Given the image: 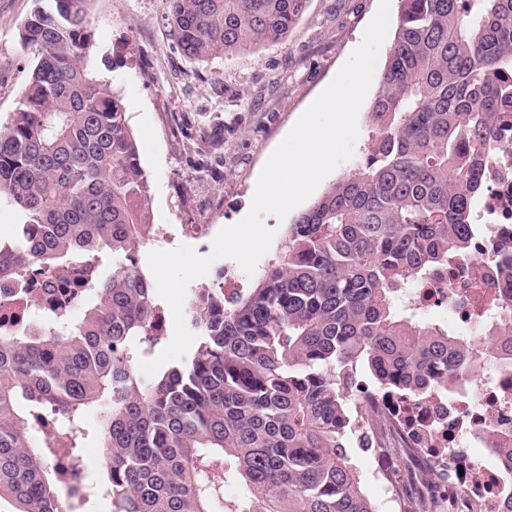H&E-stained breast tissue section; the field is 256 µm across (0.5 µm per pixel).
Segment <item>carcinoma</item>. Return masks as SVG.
Segmentation results:
<instances>
[{"instance_id": "obj_1", "label": "carcinoma", "mask_w": 512, "mask_h": 512, "mask_svg": "<svg viewBox=\"0 0 512 512\" xmlns=\"http://www.w3.org/2000/svg\"><path fill=\"white\" fill-rule=\"evenodd\" d=\"M308 0H168L170 39L191 62L251 52L288 34ZM372 102L365 160L287 225L245 293L192 292L196 343L149 380L136 362L164 344V307L138 266L154 224L150 187L121 95L88 69L87 0H36L21 42L35 56L0 122V279L86 294L61 317L0 334V502L13 512H376L347 451L367 374L385 395L455 394L485 366H512V297L468 335L401 303L473 255L482 150L494 147L498 74L512 69V0H399ZM512 290V255L500 259ZM82 315L73 318L74 310ZM59 412L69 474L38 413ZM98 413L91 426L88 413ZM387 433L381 452L407 454ZM100 442L87 472L83 442ZM235 479L248 495L224 496Z\"/></svg>"}]
</instances>
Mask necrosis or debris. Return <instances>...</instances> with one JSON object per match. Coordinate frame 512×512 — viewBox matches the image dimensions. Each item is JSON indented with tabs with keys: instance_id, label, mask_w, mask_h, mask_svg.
Segmentation results:
<instances>
[{
	"instance_id": "necrosis-or-debris-1",
	"label": "necrosis or debris",
	"mask_w": 512,
	"mask_h": 512,
	"mask_svg": "<svg viewBox=\"0 0 512 512\" xmlns=\"http://www.w3.org/2000/svg\"><path fill=\"white\" fill-rule=\"evenodd\" d=\"M502 143L486 154L479 174L484 189L477 221L484 234L473 258L437 271L427 287L405 289V301L445 308L462 324L471 313L496 319V257L512 248V124L503 129ZM59 294L36 281H0V328L34 322L38 309ZM392 424L410 459L437 474L423 486L425 498L449 505L451 512H504L512 501V368L489 370L464 395L429 397Z\"/></svg>"
}]
</instances>
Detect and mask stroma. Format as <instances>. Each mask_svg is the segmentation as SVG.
Listing matches in <instances>:
<instances>
[{"label":"stroma","instance_id":"35a3bbf8","mask_svg":"<svg viewBox=\"0 0 512 512\" xmlns=\"http://www.w3.org/2000/svg\"><path fill=\"white\" fill-rule=\"evenodd\" d=\"M379 0H308L287 37L257 51L208 63L185 60L167 35V0H90L92 71L125 103L150 182L163 242L202 256L218 232L249 212L274 149L360 44ZM33 0H0V118L12 115L35 62L21 44ZM190 224L207 225L194 236Z\"/></svg>","mask_w":512,"mask_h":512}]
</instances>
